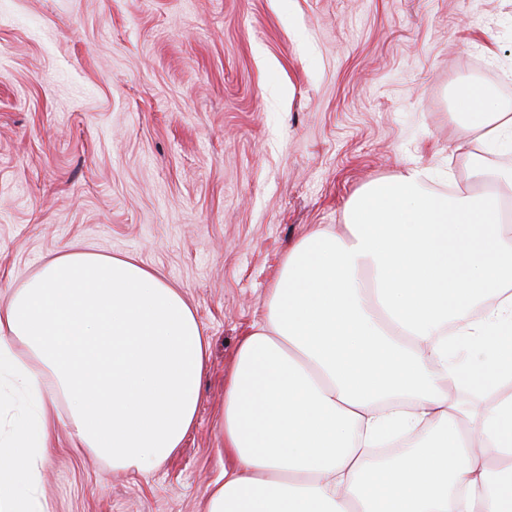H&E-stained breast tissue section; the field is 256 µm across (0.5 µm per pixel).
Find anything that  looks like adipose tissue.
Wrapping results in <instances>:
<instances>
[{
    "instance_id": "obj_1",
    "label": "adipose tissue",
    "mask_w": 512,
    "mask_h": 512,
    "mask_svg": "<svg viewBox=\"0 0 512 512\" xmlns=\"http://www.w3.org/2000/svg\"><path fill=\"white\" fill-rule=\"evenodd\" d=\"M454 111L479 149L512 107L479 84ZM435 192L426 169L365 185L345 234L284 253L237 345L206 512H512V179ZM209 343L181 289L68 247L0 304V512H50L39 470L66 405L75 446L146 474L192 431ZM52 388H45L44 378Z\"/></svg>"
}]
</instances>
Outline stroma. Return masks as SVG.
Returning <instances> with one entry per match:
<instances>
[{
    "label": "stroma",
    "mask_w": 512,
    "mask_h": 512,
    "mask_svg": "<svg viewBox=\"0 0 512 512\" xmlns=\"http://www.w3.org/2000/svg\"><path fill=\"white\" fill-rule=\"evenodd\" d=\"M465 82L512 105V0H0V301L92 248L181 288L209 338L158 470L76 450L60 416L50 512H205L224 378L283 254L409 165L470 188Z\"/></svg>",
    "instance_id": "35a3bbf8"
}]
</instances>
